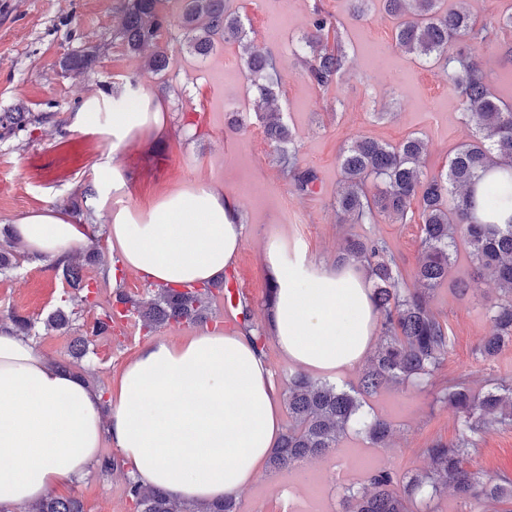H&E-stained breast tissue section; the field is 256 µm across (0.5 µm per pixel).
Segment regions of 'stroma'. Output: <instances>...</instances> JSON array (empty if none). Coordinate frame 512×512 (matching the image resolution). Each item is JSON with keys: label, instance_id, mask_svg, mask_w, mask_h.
Wrapping results in <instances>:
<instances>
[{"label": "stroma", "instance_id": "1", "mask_svg": "<svg viewBox=\"0 0 512 512\" xmlns=\"http://www.w3.org/2000/svg\"><path fill=\"white\" fill-rule=\"evenodd\" d=\"M117 0H0V112H46L48 122L31 136L0 140V225L47 207L69 204L92 208L104 261L112 258L106 226L113 213L146 210L165 196L195 183L223 187L235 198L245 226V242L234 264L241 269L238 286L247 295L254 320L267 327V270L264 246L281 236L298 244L308 257L331 264L344 236H381L390 244L406 284H413L420 242V224H341L334 199L341 177L338 154L344 142L367 136L393 145L416 135L427 148L426 165L435 171L459 144L472 139L464 107L439 66L425 65L395 46V21L380 0H371L365 14L350 10V0H229L255 46L272 54L280 81L279 102L295 136L300 166L316 171L313 195L298 196L288 173L267 141L252 107L253 94L242 66V49L229 42L206 59L183 51L178 16H171L163 40L179 55L168 81L143 67L116 37ZM332 16L349 56L347 72L329 87L310 83L299 56L290 50L309 26L314 7ZM71 52L97 57L89 76L65 74L62 60ZM480 58L497 80L499 95L512 102V28H498L492 42L481 45ZM137 85H130V78ZM153 97L163 119L133 135L111 151L105 116L76 121L82 102L128 97L131 91ZM247 124L228 126L229 113ZM110 160L124 183L106 204L88 196L101 178V163ZM466 258H459L449 283L437 288L430 305L448 323L452 346L437 371L433 386L386 389L368 399L366 411L391 423L394 433L379 448L363 435L351 433L325 458L305 462L287 473L262 468L241 493V512H342L345 487L361 486L367 469L386 466L405 477L428 470L424 450L436 440L459 435L454 412L437 401L439 386L467 374L473 388L512 377V347L485 360L476 354L478 341L489 331L487 306L498 297L493 281L469 278ZM85 277L98 284V306L74 315L68 329L46 328V318L68 297L66 283L47 263L24 256L9 276H0V321L17 312L33 317L39 352L61 360L73 339L106 306L112 294L102 264H89ZM468 278L465 293L452 280ZM194 327L159 329L145 335L135 324L124 331L89 339L80 370H91L101 389L118 385L123 367L153 338L180 340ZM466 469L485 481L512 479V428L484 435L465 461ZM128 468L102 471L93 467L64 496H76L85 512H133L126 496Z\"/></svg>", "mask_w": 512, "mask_h": 512}]
</instances>
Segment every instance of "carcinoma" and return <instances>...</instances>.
Returning a JSON list of instances; mask_svg holds the SVG:
<instances>
[{
	"label": "carcinoma",
	"instance_id": "cac0c4a2",
	"mask_svg": "<svg viewBox=\"0 0 512 512\" xmlns=\"http://www.w3.org/2000/svg\"><path fill=\"white\" fill-rule=\"evenodd\" d=\"M171 2L177 7L186 47L199 58L207 57L219 43H240L247 37L240 18L227 12L226 0ZM162 4L163 0H119L118 37L144 67L164 77L173 67V58L169 46L161 44L168 27ZM383 4L397 20L396 45L425 63H441L448 69V82L459 91L465 115L476 124V135L460 144L436 173L427 170L426 145L417 136L398 145L358 136L341 149V181L335 199L339 223L376 224L383 218L392 224H406L413 218V207H418L421 238L414 285L400 286L397 264L385 239H344L337 263L353 259L362 265L380 315L381 342L368 357L356 386L312 379L299 371L288 376L282 393L288 429L268 459L275 473L328 454L353 429L375 445L386 444L391 425L363 411L365 398L390 386L418 385L433 377L447 359L451 347L448 324L433 311L430 297L448 282L457 259L456 237L467 244L471 275H490L501 292L487 308L490 330L478 343V353L489 359L512 344V103L497 95L476 49L495 26L512 27V12L480 23L461 5L443 9L442 0H383ZM334 31L331 16L316 9L310 31L299 41L306 75L321 88L346 70L348 53L342 41L337 36L329 39ZM95 63L96 57L89 53H69L64 61L66 71L76 76L90 73ZM243 66L266 138L277 156L288 160V177L295 192L312 194L318 176L296 163L293 131L275 106L279 83L272 59L247 46ZM48 119L50 115L42 112H1L0 139L31 133ZM18 248L17 242L0 238V275L18 267ZM50 267L61 273L72 289L74 305H95L88 299V288L97 284L82 275L79 257L52 262ZM220 288L219 282L160 286L147 299H135L116 288L109 307L95 318L89 333H108L119 304L127 306L128 315L134 316L139 329L147 334L167 325L197 324L206 320L213 290ZM239 307L240 331L265 353L264 336L253 322L248 299L240 298ZM75 314L74 309H58L47 317L46 326L64 329ZM35 324L29 317L13 315L9 330L31 336ZM85 354V338H76L59 366L71 370ZM437 399L458 416L461 437L448 443L436 440L424 449L431 461V469L424 475H412L405 481L386 466L369 469L362 487L346 489L343 512H413L415 496L424 492L432 499L448 487L465 505H483V512H512L511 480L486 484L464 467V460L488 431L512 425V379L499 378L476 391L461 373L440 388ZM126 494L136 512H240L235 497L216 504L189 502L133 478L127 481ZM26 512L85 510L79 498L52 493L28 505Z\"/></svg>",
	"mask_w": 512,
	"mask_h": 512
}]
</instances>
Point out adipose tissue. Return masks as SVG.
Segmentation results:
<instances>
[{
    "mask_svg": "<svg viewBox=\"0 0 512 512\" xmlns=\"http://www.w3.org/2000/svg\"><path fill=\"white\" fill-rule=\"evenodd\" d=\"M144 96L112 105V148L158 121ZM245 226L224 192L198 185L147 212L117 211L109 226L112 273L152 285L204 284L223 276L244 243ZM32 257L56 260L86 245V227L58 210L10 226ZM273 285L269 327L280 353L322 378L361 363L379 323L359 263L308 258L286 239L264 253ZM282 433L270 368L244 334L213 328L144 346L108 393L45 359L31 340L0 331V512L40 500L82 478L103 447L133 476L187 501L239 496Z\"/></svg>",
    "mask_w": 512,
    "mask_h": 512,
    "instance_id": "adipose-tissue-1",
    "label": "adipose tissue"
}]
</instances>
